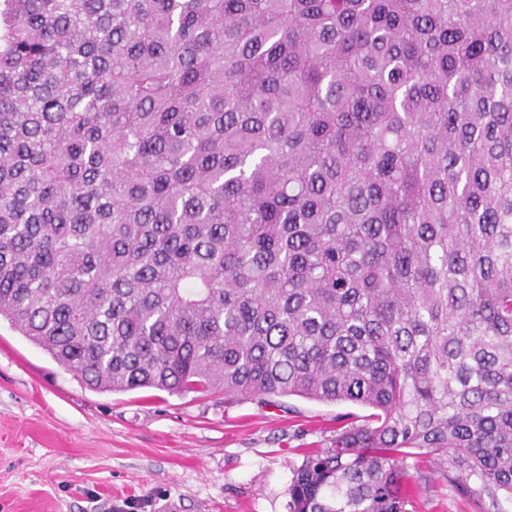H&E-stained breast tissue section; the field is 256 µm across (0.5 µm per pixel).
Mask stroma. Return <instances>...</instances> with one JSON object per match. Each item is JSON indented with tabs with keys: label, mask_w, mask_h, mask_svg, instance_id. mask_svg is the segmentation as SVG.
I'll return each mask as SVG.
<instances>
[{
	"label": "stroma",
	"mask_w": 512,
	"mask_h": 512,
	"mask_svg": "<svg viewBox=\"0 0 512 512\" xmlns=\"http://www.w3.org/2000/svg\"><path fill=\"white\" fill-rule=\"evenodd\" d=\"M368 408L223 393L87 388L0 320V512H290L301 449ZM407 469L411 512H512L450 487L432 456Z\"/></svg>",
	"instance_id": "35a3bbf8"
}]
</instances>
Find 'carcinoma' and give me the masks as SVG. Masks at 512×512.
<instances>
[{
  "label": "carcinoma",
  "mask_w": 512,
  "mask_h": 512,
  "mask_svg": "<svg viewBox=\"0 0 512 512\" xmlns=\"http://www.w3.org/2000/svg\"><path fill=\"white\" fill-rule=\"evenodd\" d=\"M89 388L371 409L290 512L512 493V0H3L0 319ZM407 469L413 476V483H420L416 490L410 512H498L486 503L482 508L472 499L465 497L448 485L442 477V469L448 464L433 460L432 456L412 457L406 460ZM426 485V488L424 487Z\"/></svg>",
  "instance_id": "obj_1"
}]
</instances>
